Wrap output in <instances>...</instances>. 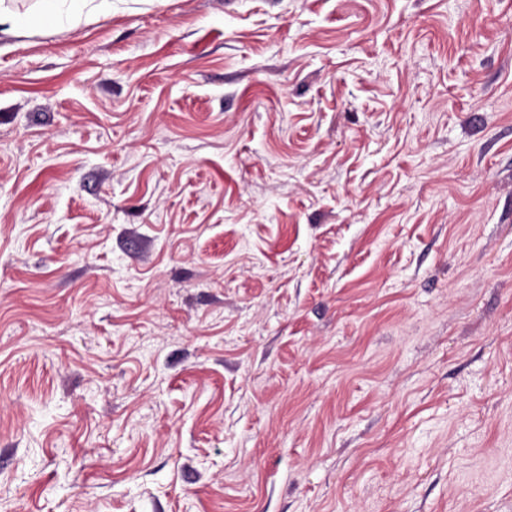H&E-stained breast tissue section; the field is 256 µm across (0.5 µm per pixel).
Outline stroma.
Segmentation results:
<instances>
[{
    "label": "stroma",
    "instance_id": "35a3bbf8",
    "mask_svg": "<svg viewBox=\"0 0 512 512\" xmlns=\"http://www.w3.org/2000/svg\"><path fill=\"white\" fill-rule=\"evenodd\" d=\"M0 512H512V0L0 34Z\"/></svg>",
    "mask_w": 512,
    "mask_h": 512
}]
</instances>
